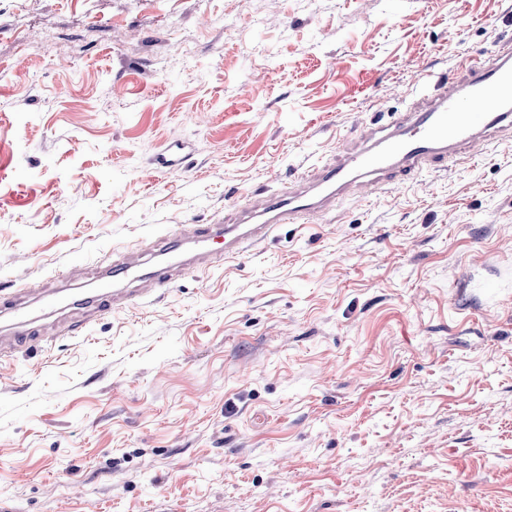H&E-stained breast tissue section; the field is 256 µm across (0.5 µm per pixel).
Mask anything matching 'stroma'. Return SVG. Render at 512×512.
I'll return each mask as SVG.
<instances>
[{
  "mask_svg": "<svg viewBox=\"0 0 512 512\" xmlns=\"http://www.w3.org/2000/svg\"><path fill=\"white\" fill-rule=\"evenodd\" d=\"M508 38L512 0H0V284L234 223ZM37 329L0 512H512V130Z\"/></svg>",
  "mask_w": 512,
  "mask_h": 512,
  "instance_id": "obj_1",
  "label": "stroma"
}]
</instances>
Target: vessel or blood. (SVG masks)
Wrapping results in <instances>:
<instances>
[{"mask_svg": "<svg viewBox=\"0 0 512 512\" xmlns=\"http://www.w3.org/2000/svg\"><path fill=\"white\" fill-rule=\"evenodd\" d=\"M460 67L464 76L459 80L425 75L427 93L421 105L374 130L363 149L338 154L333 163L314 174H301L288 194L258 200L248 218L233 224L195 226L191 237L168 238L162 253L144 263L113 255L102 271L99 289L72 292L66 298L78 308L110 310L126 296L121 282L170 287L177 274L195 260L240 258L279 225L316 211L342 194L371 189L374 177L423 171L455 159L462 151L485 147L490 131L512 126V41L488 55L462 59ZM62 298L59 290L44 289L34 309L18 297L0 296V314L8 317L11 335L28 336L37 321L36 309L55 311Z\"/></svg>", "mask_w": 512, "mask_h": 512, "instance_id": "1", "label": "vessel or blood"}]
</instances>
